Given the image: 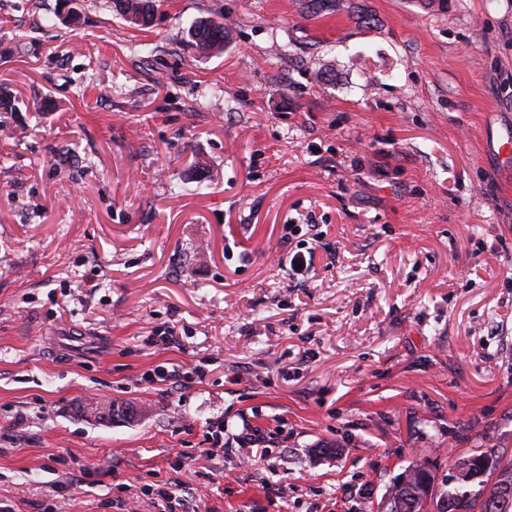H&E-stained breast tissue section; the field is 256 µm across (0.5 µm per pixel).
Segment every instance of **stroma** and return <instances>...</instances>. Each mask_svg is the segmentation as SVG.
<instances>
[{
    "mask_svg": "<svg viewBox=\"0 0 512 512\" xmlns=\"http://www.w3.org/2000/svg\"><path fill=\"white\" fill-rule=\"evenodd\" d=\"M307 4L168 0L142 28L0 0L9 512H148L177 477L188 512H386L418 461L443 512L456 459H512V0ZM202 18L222 51L191 46ZM112 399L145 414L75 411ZM191 43L202 56H208L224 48L228 32L223 22L204 19L196 22L189 31ZM427 471L431 472V470L427 467V462H415L414 464L407 467V469L400 475L399 479L390 487L389 490V499H390V508L389 512H393V503H395L396 499L401 497L404 493L403 488L399 485V481L403 476H406L410 481H418L420 480L424 473ZM432 474V472H431ZM433 480H435V476L431 475Z\"/></svg>",
    "mask_w": 512,
    "mask_h": 512,
    "instance_id": "stroma-1",
    "label": "stroma"
}]
</instances>
